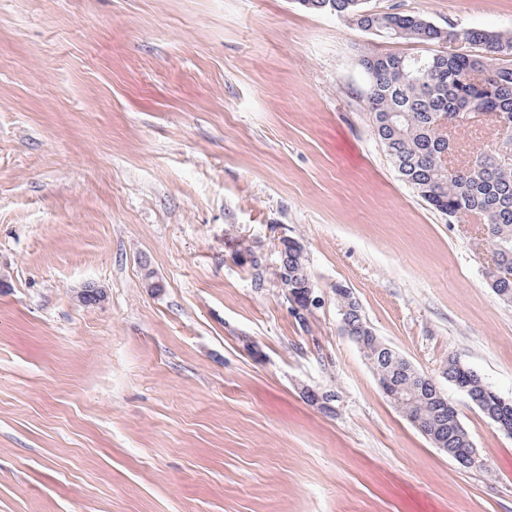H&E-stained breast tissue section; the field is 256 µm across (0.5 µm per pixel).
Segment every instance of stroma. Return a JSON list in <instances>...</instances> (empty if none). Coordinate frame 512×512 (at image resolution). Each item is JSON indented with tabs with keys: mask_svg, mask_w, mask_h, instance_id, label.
Masks as SVG:
<instances>
[{
	"mask_svg": "<svg viewBox=\"0 0 512 512\" xmlns=\"http://www.w3.org/2000/svg\"><path fill=\"white\" fill-rule=\"evenodd\" d=\"M368 5L512 31V0ZM418 49L297 0H0V512H512V437L442 377L454 356L512 400V304L363 99L365 52ZM277 233L320 298L306 330L224 247ZM339 284L485 469L382 394Z\"/></svg>",
	"mask_w": 512,
	"mask_h": 512,
	"instance_id": "obj_1",
	"label": "stroma"
}]
</instances>
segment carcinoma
Listing matches in <instances>:
<instances>
[{
  "mask_svg": "<svg viewBox=\"0 0 512 512\" xmlns=\"http://www.w3.org/2000/svg\"><path fill=\"white\" fill-rule=\"evenodd\" d=\"M313 12L345 18L363 31L383 39L446 44L462 40L480 53L401 55L367 53L361 67L366 75L365 100L375 138L391 165L417 196L448 221L470 216L482 221V241L492 248L494 265L485 272V284L499 298L512 303V162L500 160L493 146L469 152L450 172L442 157L454 150L455 135L466 126L463 113L472 109L499 117L512 132V67L494 63L512 56V32L470 28L456 30L432 24L404 12L362 15L363 0H299ZM283 288L294 299L292 309L300 327L309 330L308 273L302 245L284 242ZM336 306L345 323L363 340L361 350L371 368L399 387L397 409L410 421L420 420L427 432L444 441L448 457L469 447L471 436L457 411L436 401L422 386L403 357L376 351L363 309L353 293L336 285ZM443 373L453 385L499 427L512 435V403L502 399L457 357L450 356Z\"/></svg>",
  "mask_w": 512,
  "mask_h": 512,
  "instance_id": "carcinoma-1",
  "label": "carcinoma"
}]
</instances>
